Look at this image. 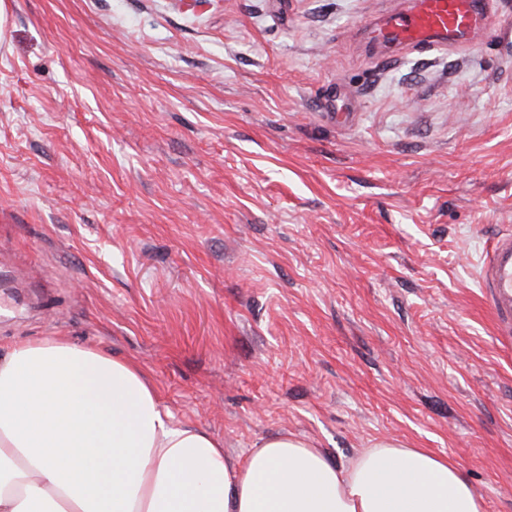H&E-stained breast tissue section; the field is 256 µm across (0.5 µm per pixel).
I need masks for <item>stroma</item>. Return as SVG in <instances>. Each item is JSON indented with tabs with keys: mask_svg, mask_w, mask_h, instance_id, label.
Masks as SVG:
<instances>
[{
	"mask_svg": "<svg viewBox=\"0 0 512 512\" xmlns=\"http://www.w3.org/2000/svg\"><path fill=\"white\" fill-rule=\"evenodd\" d=\"M412 2L7 0L0 349L130 361L235 462L401 439L512 512L478 280L512 228V0L462 45L372 40Z\"/></svg>",
	"mask_w": 512,
	"mask_h": 512,
	"instance_id": "stroma-1",
	"label": "stroma"
}]
</instances>
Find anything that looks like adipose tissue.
Masks as SVG:
<instances>
[{"label":"adipose tissue","mask_w":512,"mask_h":512,"mask_svg":"<svg viewBox=\"0 0 512 512\" xmlns=\"http://www.w3.org/2000/svg\"><path fill=\"white\" fill-rule=\"evenodd\" d=\"M0 512H485L458 462L393 438L339 467L284 432L244 462L143 370L60 336L0 356Z\"/></svg>","instance_id":"adipose-tissue-1"}]
</instances>
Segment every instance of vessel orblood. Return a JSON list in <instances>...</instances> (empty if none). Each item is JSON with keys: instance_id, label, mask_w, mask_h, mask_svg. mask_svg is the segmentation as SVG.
Listing matches in <instances>:
<instances>
[{"instance_id": "1", "label": "vessel or blood", "mask_w": 512, "mask_h": 512, "mask_svg": "<svg viewBox=\"0 0 512 512\" xmlns=\"http://www.w3.org/2000/svg\"><path fill=\"white\" fill-rule=\"evenodd\" d=\"M480 15V0H418L413 12L391 17L375 34L386 44L461 40ZM479 279L495 317L497 335L512 337V232L500 235L482 257Z\"/></svg>"}]
</instances>
